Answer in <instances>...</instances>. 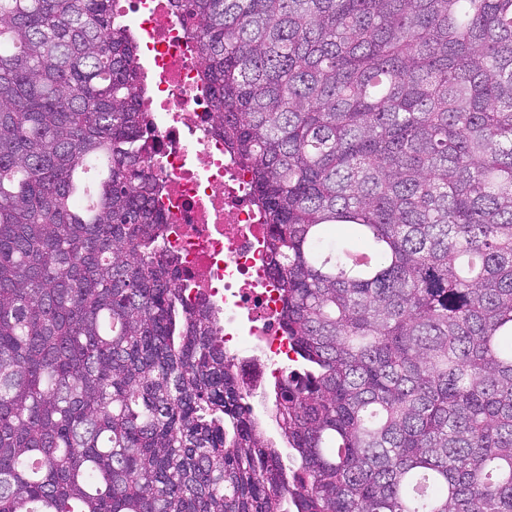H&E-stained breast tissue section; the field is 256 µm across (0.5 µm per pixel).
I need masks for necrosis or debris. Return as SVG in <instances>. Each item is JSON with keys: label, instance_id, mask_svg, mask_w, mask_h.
Masks as SVG:
<instances>
[{"label": "necrosis or debris", "instance_id": "4bbe7bcc", "mask_svg": "<svg viewBox=\"0 0 512 512\" xmlns=\"http://www.w3.org/2000/svg\"><path fill=\"white\" fill-rule=\"evenodd\" d=\"M114 16L143 61L140 101L150 114L157 203L177 284L216 311L224 350L243 366L259 412L267 413L268 388L286 368L289 345L250 176L210 126L203 61L169 0H115Z\"/></svg>", "mask_w": 512, "mask_h": 512}]
</instances>
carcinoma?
<instances>
[{"instance_id": "carcinoma-1", "label": "carcinoma", "mask_w": 512, "mask_h": 512, "mask_svg": "<svg viewBox=\"0 0 512 512\" xmlns=\"http://www.w3.org/2000/svg\"><path fill=\"white\" fill-rule=\"evenodd\" d=\"M170 2L267 224L280 441L174 287L113 0H0V512H512V0Z\"/></svg>"}]
</instances>
